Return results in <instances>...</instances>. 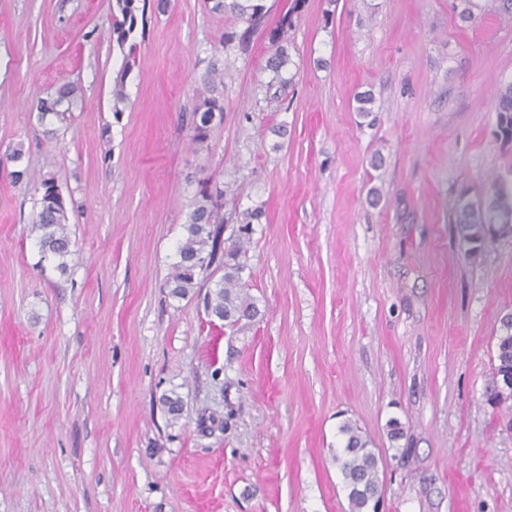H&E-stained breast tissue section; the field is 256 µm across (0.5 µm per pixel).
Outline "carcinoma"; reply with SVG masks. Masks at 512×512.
I'll return each instance as SVG.
<instances>
[{
	"mask_svg": "<svg viewBox=\"0 0 512 512\" xmlns=\"http://www.w3.org/2000/svg\"><path fill=\"white\" fill-rule=\"evenodd\" d=\"M212 10L229 13L245 25L240 35L224 37L228 43L239 38L247 43L254 30L266 16L261 0H213ZM112 35L119 49H128L123 64L117 72L112 89V111L122 112L121 105L126 101L125 80L137 62V44L134 42L138 21L145 20L146 7L138 5V0H115L112 4ZM289 15L276 21L273 39L277 43L274 56L267 61L266 68L274 78L284 83L282 70L289 63L287 41ZM198 101L193 111V142L203 143L212 125L224 118V65L214 58L200 78ZM79 101V89L69 81L59 83L53 92L40 98L33 105L38 120L43 125L63 124ZM496 127L493 136L503 145L512 144V83L499 90L496 96ZM15 181L37 180L41 190L40 208L36 215V228L40 232L42 251L59 260L58 269L67 270V258L72 255V242L69 231V206L63 197L56 180L52 176L34 178L28 169L12 172ZM200 190L192 203L184 224L185 235L178 247V261L166 281L169 294L174 298H185L196 288L199 275L215 271L211 267L224 270L215 287L206 298L209 315L229 327L236 326L244 319H254L259 309L246 293L243 274L245 265L239 261L250 224L262 217V211L255 208L246 213L245 224L239 226L236 238L224 245V189L212 183L211 179L199 180ZM451 222L456 224L460 241L468 251L481 252L492 240L502 238L512 232V180L493 178L489 190L479 202L466 195L457 198L451 213ZM209 258L208 266L197 265V260ZM495 354L492 377L487 383V402L500 406L512 399V316L501 319L499 334L495 336ZM345 437L343 455L336 457L345 487L351 512H370L375 501L383 494V484L379 477L378 458L370 449L372 441L351 422L340 427Z\"/></svg>",
	"mask_w": 512,
	"mask_h": 512,
	"instance_id": "obj_1",
	"label": "carcinoma"
}]
</instances>
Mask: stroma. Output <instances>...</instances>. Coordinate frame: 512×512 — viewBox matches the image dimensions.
I'll use <instances>...</instances> for the list:
<instances>
[{
    "label": "stroma",
    "instance_id": "stroma-1",
    "mask_svg": "<svg viewBox=\"0 0 512 512\" xmlns=\"http://www.w3.org/2000/svg\"><path fill=\"white\" fill-rule=\"evenodd\" d=\"M264 4L244 46L209 0L147 10L116 115L112 0H0V156L22 149L78 205L63 272L35 183L0 165V512H350L346 421L380 459L384 512H512V406L484 398L512 238L474 255L450 222L459 193L512 177L491 136L512 17L500 0ZM286 14L281 86L266 61ZM217 53L224 121L198 144ZM63 80L82 100L49 138L34 104ZM203 177L225 232L265 212L240 255L255 321L210 324L214 279L165 286Z\"/></svg>",
    "mask_w": 512,
    "mask_h": 512
}]
</instances>
